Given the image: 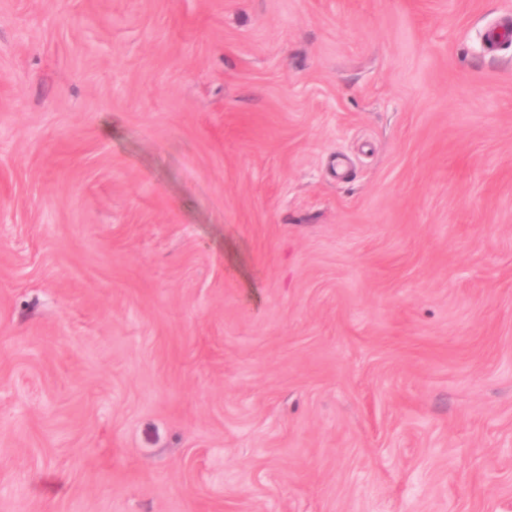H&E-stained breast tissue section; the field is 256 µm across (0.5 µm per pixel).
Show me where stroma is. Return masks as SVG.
<instances>
[{"instance_id": "stroma-1", "label": "stroma", "mask_w": 512, "mask_h": 512, "mask_svg": "<svg viewBox=\"0 0 512 512\" xmlns=\"http://www.w3.org/2000/svg\"><path fill=\"white\" fill-rule=\"evenodd\" d=\"M512 0H0V512H512Z\"/></svg>"}]
</instances>
